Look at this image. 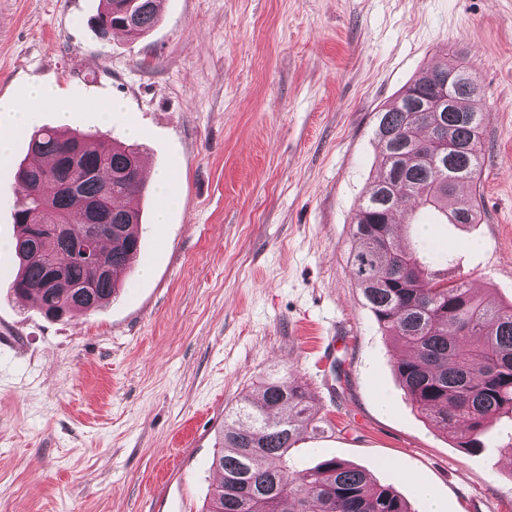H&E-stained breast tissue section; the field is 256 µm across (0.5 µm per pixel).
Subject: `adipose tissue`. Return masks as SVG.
Here are the masks:
<instances>
[{"instance_id": "1", "label": "adipose tissue", "mask_w": 512, "mask_h": 512, "mask_svg": "<svg viewBox=\"0 0 512 512\" xmlns=\"http://www.w3.org/2000/svg\"><path fill=\"white\" fill-rule=\"evenodd\" d=\"M54 105L60 121H67L72 104L62 99L53 86L34 84L29 86L25 101L0 99V164L9 160L11 139L14 134L23 130L28 114L33 106Z\"/></svg>"}]
</instances>
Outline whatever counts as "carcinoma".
<instances>
[{"label":"carcinoma","mask_w":512,"mask_h":512,"mask_svg":"<svg viewBox=\"0 0 512 512\" xmlns=\"http://www.w3.org/2000/svg\"><path fill=\"white\" fill-rule=\"evenodd\" d=\"M126 6L136 22H125ZM159 11L160 0H99L94 22L103 37L115 30L144 34ZM450 70L457 76L446 111H421L423 96ZM476 95L468 67L444 61L377 113L378 172L357 208L348 257L364 305L401 352L395 372L405 395L464 450L484 447L497 419L512 415V304L480 302L463 277L449 274L444 255L425 243L401 245L394 214L421 208L448 224L478 223L479 193L458 194L480 174L485 113L476 109ZM440 135L456 149L436 163L422 150ZM29 150L46 163L21 164L14 172L25 188L13 214L18 272L11 289L47 319L94 311L117 294L119 276L140 257L134 231L144 189L140 150L115 144L108 133L89 140L52 127L33 133ZM58 219L71 220L69 240L37 235L39 226ZM90 234L94 255L88 261L76 255L75 242ZM54 266L62 276H52ZM328 428L295 380H258L224 422L213 459L221 478L204 512H282L288 500L296 512H410L393 487L335 457L289 469L302 435Z\"/></svg>","instance_id":"cac0c4a2"}]
</instances>
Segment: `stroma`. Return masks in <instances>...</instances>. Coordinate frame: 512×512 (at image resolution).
<instances>
[{"label": "stroma", "instance_id": "obj_1", "mask_svg": "<svg viewBox=\"0 0 512 512\" xmlns=\"http://www.w3.org/2000/svg\"><path fill=\"white\" fill-rule=\"evenodd\" d=\"M98 0H0V97L36 82L79 101L70 129L172 171L166 223L140 201L141 260L105 307L60 320L9 289L17 186L36 106L0 166V512H202L225 417L290 375L335 457L426 512H512V418L454 447L405 397L398 350L350 274V229L376 174V114L442 53L469 62L487 115L478 223L414 224L488 304L512 303V0H163L159 23L100 38ZM118 101L104 118L98 107Z\"/></svg>", "mask_w": 512, "mask_h": 512}]
</instances>
